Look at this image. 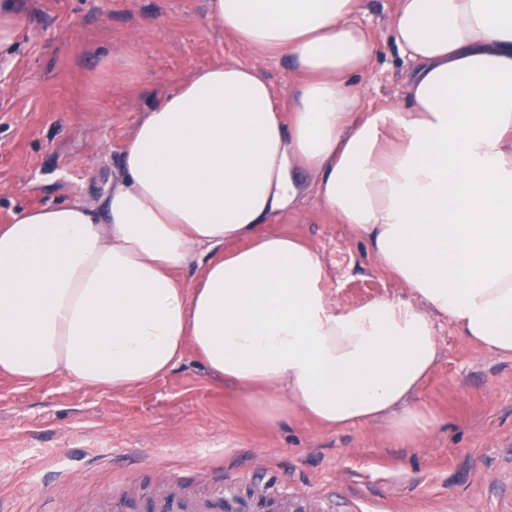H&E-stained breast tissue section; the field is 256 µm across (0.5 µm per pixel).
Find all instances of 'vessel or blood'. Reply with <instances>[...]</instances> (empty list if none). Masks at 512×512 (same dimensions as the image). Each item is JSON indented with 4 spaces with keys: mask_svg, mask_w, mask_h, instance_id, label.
Returning <instances> with one entry per match:
<instances>
[{
    "mask_svg": "<svg viewBox=\"0 0 512 512\" xmlns=\"http://www.w3.org/2000/svg\"><path fill=\"white\" fill-rule=\"evenodd\" d=\"M259 506L265 512H325L324 501L317 496L282 493L264 504H256L239 496L236 483L230 478L206 496L188 497L174 489L161 494L156 512H255Z\"/></svg>",
    "mask_w": 512,
    "mask_h": 512,
    "instance_id": "vessel-or-blood-1",
    "label": "vessel or blood"
}]
</instances>
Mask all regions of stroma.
Segmentation results:
<instances>
[{
	"instance_id": "35a3bbf8",
	"label": "stroma",
	"mask_w": 512,
	"mask_h": 512,
	"mask_svg": "<svg viewBox=\"0 0 512 512\" xmlns=\"http://www.w3.org/2000/svg\"><path fill=\"white\" fill-rule=\"evenodd\" d=\"M0 49V225L25 208L100 204L144 109L192 71L260 69L275 105L291 104L286 56L240 45L208 17V0H17ZM395 0H361L377 56L365 104L402 95L408 65L389 36ZM272 231L319 251L339 305L407 298L349 225L307 198ZM439 362L421 392L437 417L424 444L375 426L328 430L296 418L263 427L239 389L212 381L195 353L129 393L67 379L0 376V504L7 512H151L170 477L186 492L231 476L240 491L322 495L327 512H512V356L486 351L439 318Z\"/></svg>"
}]
</instances>
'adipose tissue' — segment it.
<instances>
[{
  "label": "adipose tissue",
  "mask_w": 512,
  "mask_h": 512,
  "mask_svg": "<svg viewBox=\"0 0 512 512\" xmlns=\"http://www.w3.org/2000/svg\"><path fill=\"white\" fill-rule=\"evenodd\" d=\"M359 2L209 0L225 33L288 56V115L256 67L196 70L143 113L100 206L1 225L0 374L131 391L191 349L267 427L380 424L416 447L437 422L418 400L432 314L512 355V0H397L407 88L369 109ZM308 193L412 301L339 306L313 247L263 231Z\"/></svg>",
  "instance_id": "obj_1"
}]
</instances>
